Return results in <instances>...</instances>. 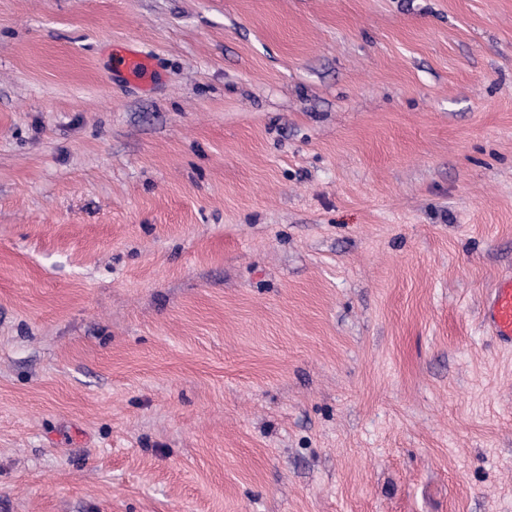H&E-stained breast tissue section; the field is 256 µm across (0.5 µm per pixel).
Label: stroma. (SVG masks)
I'll return each mask as SVG.
<instances>
[{
    "label": "stroma",
    "mask_w": 512,
    "mask_h": 512,
    "mask_svg": "<svg viewBox=\"0 0 512 512\" xmlns=\"http://www.w3.org/2000/svg\"><path fill=\"white\" fill-rule=\"evenodd\" d=\"M509 271L512 0H0V512H512ZM112 66L134 80L146 82L151 80L153 75V64L145 54L121 49L112 54ZM482 320L496 340L512 345V275L496 281L484 303Z\"/></svg>",
    "instance_id": "1"
}]
</instances>
